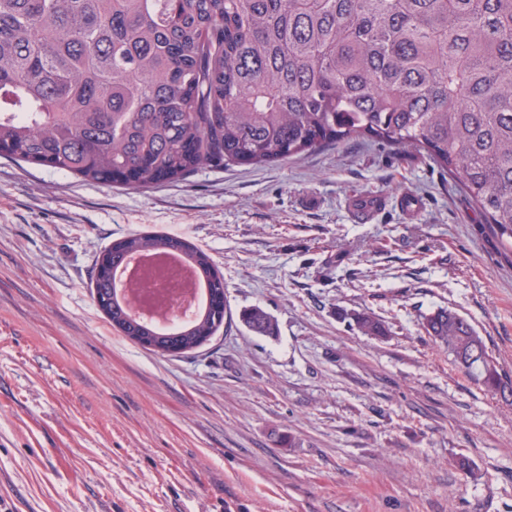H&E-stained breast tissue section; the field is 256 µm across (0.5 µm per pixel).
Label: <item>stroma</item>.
<instances>
[{
	"mask_svg": "<svg viewBox=\"0 0 512 512\" xmlns=\"http://www.w3.org/2000/svg\"><path fill=\"white\" fill-rule=\"evenodd\" d=\"M354 194L384 207L360 217ZM480 222L450 176L370 139L147 190L0 158V512H512V399L422 325L459 313L512 372V266ZM137 232L223 273L209 344L159 356L99 311L94 263ZM252 306L276 338L239 323ZM356 329L363 336L371 338H384L387 329L383 321L371 312L356 313L352 318Z\"/></svg>",
	"mask_w": 512,
	"mask_h": 512,
	"instance_id": "obj_1",
	"label": "stroma"
}]
</instances>
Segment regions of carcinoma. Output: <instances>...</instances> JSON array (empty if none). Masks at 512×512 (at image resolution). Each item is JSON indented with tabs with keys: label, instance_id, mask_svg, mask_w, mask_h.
I'll return each instance as SVG.
<instances>
[{
	"label": "carcinoma",
	"instance_id": "obj_1",
	"mask_svg": "<svg viewBox=\"0 0 512 512\" xmlns=\"http://www.w3.org/2000/svg\"><path fill=\"white\" fill-rule=\"evenodd\" d=\"M429 159L460 185L512 261V0H0V157L108 186L150 188L202 165L260 166L353 139ZM181 256L203 308L161 329L132 313L113 274L139 252ZM93 296L107 321L166 356L224 326V277L177 235L131 234L98 256ZM252 332L276 323L259 307ZM363 336L387 329L353 315ZM423 327L459 368L506 397L463 316ZM480 355L462 360V337Z\"/></svg>",
	"mask_w": 512,
	"mask_h": 512
}]
</instances>
